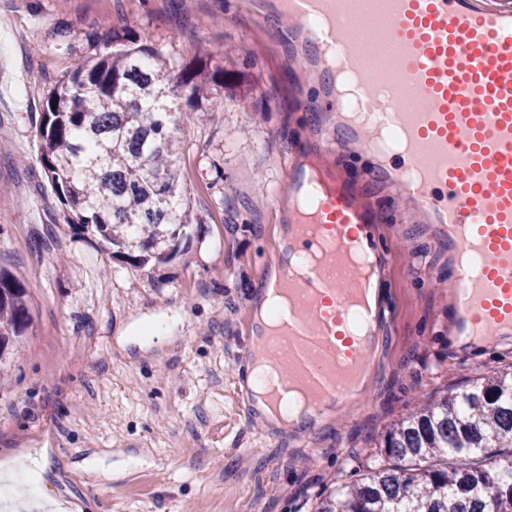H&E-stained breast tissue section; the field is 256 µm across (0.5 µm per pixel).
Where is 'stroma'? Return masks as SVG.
<instances>
[{
    "label": "stroma",
    "mask_w": 512,
    "mask_h": 512,
    "mask_svg": "<svg viewBox=\"0 0 512 512\" xmlns=\"http://www.w3.org/2000/svg\"><path fill=\"white\" fill-rule=\"evenodd\" d=\"M129 27L175 69L203 54L249 64L178 165L198 218L180 254L141 269L73 233L44 180L36 130L50 87L91 34ZM319 92L275 22L248 0H0V266L31 324L0 370V493L35 486L56 512H311L341 470L369 462L408 406L512 364V339L460 348L448 334V250L410 222L346 147L321 149ZM299 157L334 166L374 211L391 257L377 363L351 403L289 437L243 409L245 301L276 270ZM224 181L213 184V165ZM168 320V338L141 329Z\"/></svg>",
    "instance_id": "obj_1"
}]
</instances>
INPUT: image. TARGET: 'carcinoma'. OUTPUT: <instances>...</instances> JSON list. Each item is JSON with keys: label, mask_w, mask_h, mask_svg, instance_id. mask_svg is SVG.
Instances as JSON below:
<instances>
[{"label": "carcinoma", "mask_w": 512, "mask_h": 512, "mask_svg": "<svg viewBox=\"0 0 512 512\" xmlns=\"http://www.w3.org/2000/svg\"><path fill=\"white\" fill-rule=\"evenodd\" d=\"M87 45L43 104L44 176L72 230L135 268L169 261L195 224L177 164L180 131L226 77L237 87L245 73L200 58L180 72L189 106L181 113L171 62L134 29L90 35ZM29 326L26 289L0 268V366ZM377 448L319 495L315 512H512V366L418 404Z\"/></svg>", "instance_id": "1"}]
</instances>
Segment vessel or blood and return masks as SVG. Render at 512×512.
Segmentation results:
<instances>
[{"label": "vessel or blood", "instance_id": "vessel-or-blood-1", "mask_svg": "<svg viewBox=\"0 0 512 512\" xmlns=\"http://www.w3.org/2000/svg\"><path fill=\"white\" fill-rule=\"evenodd\" d=\"M387 22L374 36L389 54L387 81L409 90L390 102L350 37L358 0H268L281 39L319 64L334 112L330 136L360 143L374 178L396 187L418 223L434 228L453 258L448 270L460 336L512 335V0H386ZM350 81L352 112L337 106V78ZM320 191L293 210L288 238L317 257L303 279L286 275L291 306L279 319L278 367L312 417L352 399L345 381L373 371L378 336L356 337L350 315L362 300L355 255L382 274L381 250L363 204L314 165L286 173L289 196Z\"/></svg>", "mask_w": 512, "mask_h": 512}]
</instances>
